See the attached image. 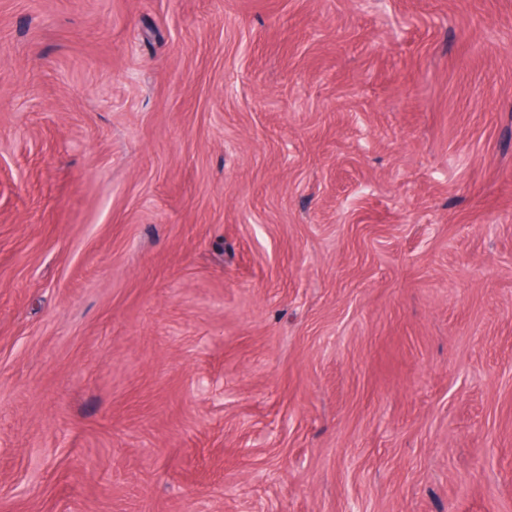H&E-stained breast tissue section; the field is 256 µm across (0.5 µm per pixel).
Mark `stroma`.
<instances>
[{"mask_svg": "<svg viewBox=\"0 0 512 512\" xmlns=\"http://www.w3.org/2000/svg\"><path fill=\"white\" fill-rule=\"evenodd\" d=\"M512 512V0H0V512Z\"/></svg>", "mask_w": 512, "mask_h": 512, "instance_id": "1", "label": "stroma"}]
</instances>
